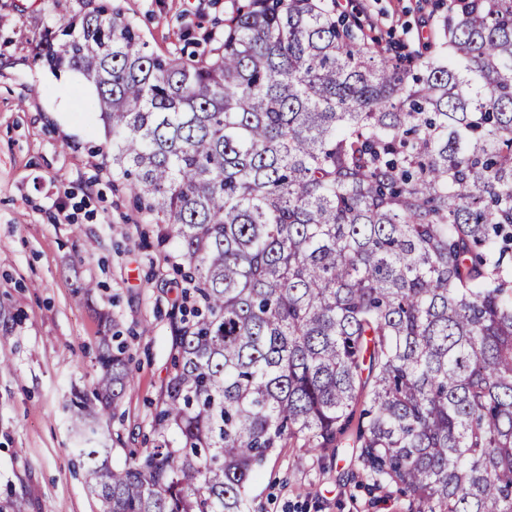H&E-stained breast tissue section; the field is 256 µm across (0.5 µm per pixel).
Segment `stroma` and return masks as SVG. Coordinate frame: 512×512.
<instances>
[{"label": "stroma", "mask_w": 512, "mask_h": 512, "mask_svg": "<svg viewBox=\"0 0 512 512\" xmlns=\"http://www.w3.org/2000/svg\"><path fill=\"white\" fill-rule=\"evenodd\" d=\"M242 0H0V512H101L88 489L71 399L90 390L104 318L135 367L105 436L113 465L152 445L171 371L176 253L131 194L112 184L94 89L38 61L47 32L87 5L117 7L159 54H202ZM365 32L411 50L434 40L448 0H349ZM94 248H86V240ZM350 448L322 455L287 442L249 486L255 512H406L395 488L368 493Z\"/></svg>", "instance_id": "35a3bbf8"}]
</instances>
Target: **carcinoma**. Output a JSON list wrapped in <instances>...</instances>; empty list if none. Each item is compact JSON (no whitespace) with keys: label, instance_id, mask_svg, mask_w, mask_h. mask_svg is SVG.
<instances>
[{"label":"carcinoma","instance_id":"cac0c4a2","mask_svg":"<svg viewBox=\"0 0 512 512\" xmlns=\"http://www.w3.org/2000/svg\"><path fill=\"white\" fill-rule=\"evenodd\" d=\"M40 60L96 87L195 284L154 447L96 438L134 380L111 323L74 402L102 512H252L275 449L346 436L408 512H512V0L398 58L332 0H245L198 59L96 7Z\"/></svg>","mask_w":512,"mask_h":512}]
</instances>
